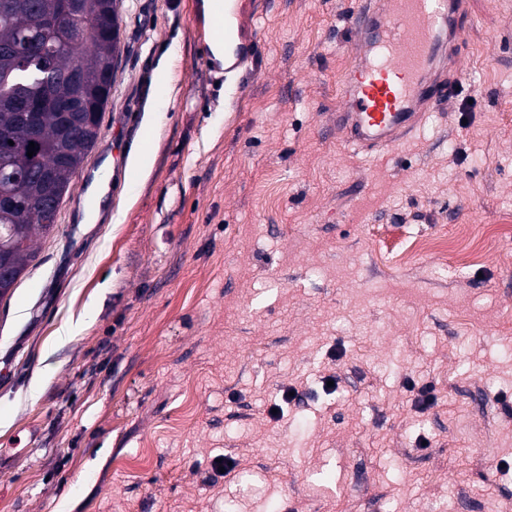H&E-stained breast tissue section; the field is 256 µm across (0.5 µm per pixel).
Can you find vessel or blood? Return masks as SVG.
I'll return each instance as SVG.
<instances>
[{
    "mask_svg": "<svg viewBox=\"0 0 512 512\" xmlns=\"http://www.w3.org/2000/svg\"><path fill=\"white\" fill-rule=\"evenodd\" d=\"M463 0H360L347 30L358 52L335 112L344 141L365 153L398 145L465 82Z\"/></svg>",
    "mask_w": 512,
    "mask_h": 512,
    "instance_id": "b4317fda",
    "label": "vessel or blood"
}]
</instances>
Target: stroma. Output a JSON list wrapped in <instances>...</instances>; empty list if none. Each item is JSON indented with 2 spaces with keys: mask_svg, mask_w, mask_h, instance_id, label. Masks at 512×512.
<instances>
[{
  "mask_svg": "<svg viewBox=\"0 0 512 512\" xmlns=\"http://www.w3.org/2000/svg\"><path fill=\"white\" fill-rule=\"evenodd\" d=\"M357 3L236 0L245 63L225 71L205 0H120L83 164L111 166L107 191L73 175L0 300V512L512 501V470L494 468L512 459V0H470L460 94L371 156L332 121ZM141 147L143 179L128 172ZM428 239L447 255L413 251ZM462 248L477 263L458 265ZM95 292L94 320L45 355ZM411 380L434 384V406H414ZM290 388L300 402L271 419ZM224 456L236 468L204 483Z\"/></svg>",
  "mask_w": 512,
  "mask_h": 512,
  "instance_id": "1",
  "label": "stroma"
}]
</instances>
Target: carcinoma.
Wrapping results in <instances>:
<instances>
[{
	"instance_id": "carcinoma-1",
	"label": "carcinoma",
	"mask_w": 512,
	"mask_h": 512,
	"mask_svg": "<svg viewBox=\"0 0 512 512\" xmlns=\"http://www.w3.org/2000/svg\"><path fill=\"white\" fill-rule=\"evenodd\" d=\"M60 2L40 0V12L54 17V23L41 24L31 0H0V188L17 199L15 206L0 202V241L17 281L36 258L34 231L48 234L56 226L52 207L41 206L42 174L52 173L69 192L72 175L99 137L110 96L102 79L115 72L120 53L117 0H82L80 12L71 16L59 15ZM77 66L91 75L83 86L64 78ZM15 91L37 102L49 94L79 107L67 114L45 107L26 122L7 105ZM31 141L36 147L29 157Z\"/></svg>"
}]
</instances>
